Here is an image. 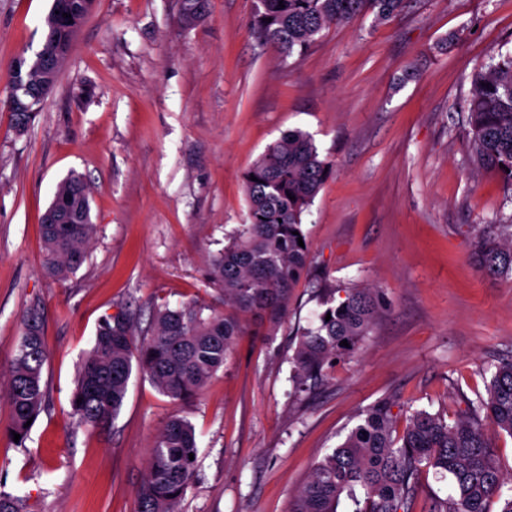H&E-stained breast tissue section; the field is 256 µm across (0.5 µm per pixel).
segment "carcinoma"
<instances>
[{
  "label": "carcinoma",
  "instance_id": "1",
  "mask_svg": "<svg viewBox=\"0 0 512 512\" xmlns=\"http://www.w3.org/2000/svg\"><path fill=\"white\" fill-rule=\"evenodd\" d=\"M258 2V35L287 59L304 54L323 30L368 12L374 22L386 23L403 9L405 0ZM205 4L206 0H183L184 21L195 22ZM91 5L92 0H53L41 51L33 58L20 55L12 61L9 87L28 84L47 97L49 91L42 90L44 78L55 85ZM64 13L71 18L62 17ZM464 109L473 160L496 171L511 186V53L473 76ZM332 170V160L320 153L306 132L290 131L270 145L247 171L256 177L245 181L249 223L237 229L212 259L211 280L224 294V309L196 300L177 308L162 305L154 312L149 336L136 334L125 311L102 318L92 348L78 365L71 417L90 426L115 419L134 374L173 400H188L224 366L247 320L280 321L288 312L294 288L308 276L311 245L302 215ZM51 205L60 221L41 224L43 269L65 280L87 259L94 237L83 177L71 173L60 181ZM475 261L482 268L512 276V239H480ZM323 304L327 308L320 324L303 332L294 350L291 380L297 392L310 389L323 379L327 365L358 348L380 311L382 297L371 288H350L340 304H333L329 297ZM343 340L347 345H340ZM46 360L43 318L33 308L24 319L6 383L12 414L9 431L20 435L18 447L25 446L30 431L26 422L37 418L47 401L42 377ZM470 411L471 416L453 424L438 414L416 411L397 436L391 404L373 405L344 440L313 466L290 512H338L343 498L353 504L352 512H413L418 475L424 467L448 476L452 486L450 496L430 499L426 512H487L488 500L501 496L503 480L482 421L512 436V360L493 366L487 398H478ZM191 453L198 454L194 427L183 417H170L150 449L146 475L136 493L137 512H180L198 467V460L189 459Z\"/></svg>",
  "mask_w": 512,
  "mask_h": 512
}]
</instances>
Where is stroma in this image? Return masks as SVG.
Returning a JSON list of instances; mask_svg holds the SVG:
<instances>
[{
  "label": "stroma",
  "mask_w": 512,
  "mask_h": 512,
  "mask_svg": "<svg viewBox=\"0 0 512 512\" xmlns=\"http://www.w3.org/2000/svg\"><path fill=\"white\" fill-rule=\"evenodd\" d=\"M52 0H0V376L39 307L48 402L24 447L0 396V490L28 512H136L148 452L170 416L198 441L182 512H289L313 465L377 402L397 429L414 411L448 422L512 359V278L479 270L477 241L512 237V187L479 167L462 103L472 76L512 53V0H405L321 33L281 59L256 36V0H93L56 85L24 134L6 110L7 69L37 52ZM334 163L303 215L309 278L276 327L251 325L198 398L132 378L112 423L76 425L75 369L99 321L127 310L139 335L157 306H221L209 279L248 221L244 174L291 129ZM81 174L96 231L67 280L42 269L39 219ZM375 288L366 341L294 396L295 336L317 327V289Z\"/></svg>",
  "instance_id": "1"
}]
</instances>
